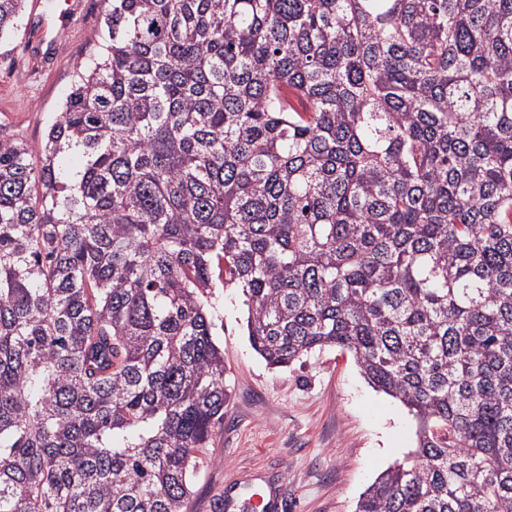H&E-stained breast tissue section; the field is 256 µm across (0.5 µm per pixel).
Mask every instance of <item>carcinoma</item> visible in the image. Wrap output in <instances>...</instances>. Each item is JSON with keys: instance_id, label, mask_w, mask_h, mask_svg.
<instances>
[{"instance_id": "obj_1", "label": "carcinoma", "mask_w": 512, "mask_h": 512, "mask_svg": "<svg viewBox=\"0 0 512 512\" xmlns=\"http://www.w3.org/2000/svg\"><path fill=\"white\" fill-rule=\"evenodd\" d=\"M104 3L38 155L0 137V512H189L214 288L415 415L355 512H512V0Z\"/></svg>"}]
</instances>
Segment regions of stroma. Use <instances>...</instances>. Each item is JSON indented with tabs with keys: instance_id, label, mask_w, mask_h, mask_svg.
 <instances>
[{
	"instance_id": "obj_1",
	"label": "stroma",
	"mask_w": 512,
	"mask_h": 512,
	"mask_svg": "<svg viewBox=\"0 0 512 512\" xmlns=\"http://www.w3.org/2000/svg\"><path fill=\"white\" fill-rule=\"evenodd\" d=\"M25 0L18 30L0 48V135L39 149L72 90L103 20V0ZM215 339L224 351V423L195 479L191 512H224L272 492L268 512H354L365 489L416 447L402 403L373 389L348 353L326 348L270 368L247 336L246 308L232 288L215 289Z\"/></svg>"
}]
</instances>
